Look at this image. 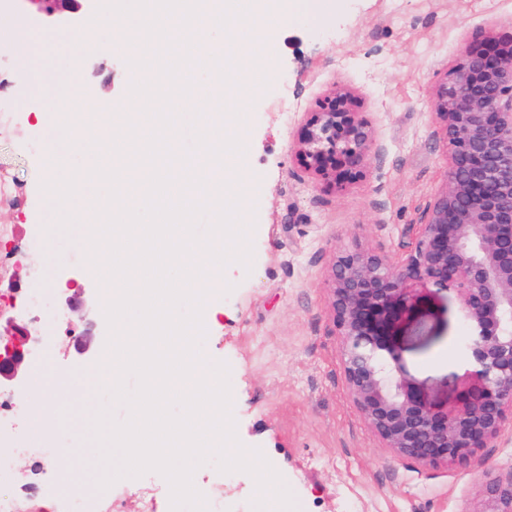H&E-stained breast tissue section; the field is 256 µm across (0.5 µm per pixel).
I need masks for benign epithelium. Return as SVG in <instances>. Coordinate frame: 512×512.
<instances>
[{
	"mask_svg": "<svg viewBox=\"0 0 512 512\" xmlns=\"http://www.w3.org/2000/svg\"><path fill=\"white\" fill-rule=\"evenodd\" d=\"M37 26L99 7L101 0H3ZM449 154L444 184L426 207L400 261L365 249L342 251L327 279L346 388L360 417L394 457L424 466L468 462L512 423V39L466 48L462 62L433 89ZM310 171L331 183L352 179L377 151L371 121L354 95L335 87L292 143ZM453 291L467 327L470 368L456 402L437 405L402 363L399 328L419 292ZM98 304L81 288L70 311ZM17 339L0 355V390L25 386L35 347L14 320ZM95 324L71 334L90 355ZM478 512H512V471L488 474Z\"/></svg>",
	"mask_w": 512,
	"mask_h": 512,
	"instance_id": "7a95c632",
	"label": "benign epithelium"
}]
</instances>
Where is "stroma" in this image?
Here are the masks:
<instances>
[{"label":"stroma","instance_id":"stroma-1","mask_svg":"<svg viewBox=\"0 0 512 512\" xmlns=\"http://www.w3.org/2000/svg\"><path fill=\"white\" fill-rule=\"evenodd\" d=\"M85 30L94 39L70 55L66 36ZM30 35L53 40L49 49H35L31 68L0 47V177L21 190L20 199L0 197V297L7 301L0 336L28 295L45 292L42 272L51 264L59 266L57 285L99 286L86 254L56 230V207L42 189L46 158L57 148L50 115L61 104L59 88L75 69L84 90L107 87L115 109L130 99L128 56L108 49L110 35L94 15L49 21ZM491 35L512 37V0H310L287 26L264 30L277 51L261 91L243 99L255 182L243 206L252 263L225 266L224 290L203 312L202 346L209 361L229 366L239 442L260 450L279 473L294 512H478L484 474L512 469L510 429L464 465L425 467L381 448L348 396L327 298L340 251L357 246L395 260L413 241L448 165L432 90L461 62L466 44ZM336 85L348 86L373 122L378 151L361 177L335 189L316 179L290 145ZM287 103L295 110L286 118ZM465 334L453 293L421 292L399 345L409 374L435 403L461 391L469 360L454 340ZM107 404L116 420L128 417L103 387L76 405L59 397L60 418L42 431L55 453L35 476L36 491L22 490L20 472L31 462L22 456L6 493H26L33 512H53L65 455L100 460L97 443L72 423ZM210 472L201 493H223L224 512H253L249 473L225 476L215 466ZM149 482L165 479L155 471L120 479L102 491V501L139 512Z\"/></svg>","mask_w":512,"mask_h":512}]
</instances>
